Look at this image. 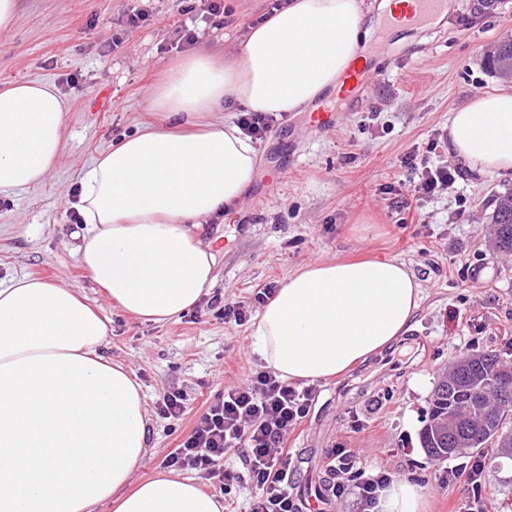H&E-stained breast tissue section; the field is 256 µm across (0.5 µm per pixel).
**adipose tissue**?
Listing matches in <instances>:
<instances>
[{
	"label": "adipose tissue",
	"instance_id": "ef3b65f1",
	"mask_svg": "<svg viewBox=\"0 0 512 512\" xmlns=\"http://www.w3.org/2000/svg\"><path fill=\"white\" fill-rule=\"evenodd\" d=\"M372 29L364 0H288L250 27L238 60L199 51L170 68L148 104L164 122L100 155L80 174L77 248L98 288L161 323L194 307L215 255L188 227L224 214L257 174L258 151L228 106L307 111ZM67 99L54 84H0V194L42 184L63 155ZM462 173L512 169V88L448 118ZM420 284L393 259L305 265L252 326V350L280 379L315 383L382 355L409 329ZM108 328L88 298L23 276L0 283V512H224L219 497L175 474L135 481L148 452L141 385L105 355Z\"/></svg>",
	"mask_w": 512,
	"mask_h": 512
}]
</instances>
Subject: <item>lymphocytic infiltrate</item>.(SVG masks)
I'll list each match as a JSON object with an SVG mask.
<instances>
[{
	"label": "lymphocytic infiltrate",
	"instance_id": "1",
	"mask_svg": "<svg viewBox=\"0 0 512 512\" xmlns=\"http://www.w3.org/2000/svg\"><path fill=\"white\" fill-rule=\"evenodd\" d=\"M438 147V139H431L425 151H413L403 161L417 178L414 190L420 196L434 197L456 182ZM315 397L313 387L295 386L278 379L274 372L252 373L211 402L178 448L168 454L166 464L196 471L228 491L239 476L225 469L224 459L229 453H238L255 487L245 512H297L289 493L293 458L286 442L309 414ZM327 459L333 497L347 494L353 496L356 512H378L379 496L389 486L390 475L377 467H363L357 453L342 445L330 449ZM484 469L485 463L478 457L449 467V482L464 480L469 490L457 512H490Z\"/></svg>",
	"mask_w": 512,
	"mask_h": 512
}]
</instances>
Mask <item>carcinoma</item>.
<instances>
[{
  "mask_svg": "<svg viewBox=\"0 0 512 512\" xmlns=\"http://www.w3.org/2000/svg\"><path fill=\"white\" fill-rule=\"evenodd\" d=\"M485 66L494 76L512 80V40L501 42L485 59ZM496 248L512 254V192L498 199L492 216ZM512 378V364L506 363L493 350L475 351L470 354L468 366L459 373L456 395L448 398V383H439L431 398L429 417L420 431V445L434 461L500 447L496 433L508 430V412L512 410V381L508 386L493 388L483 396L487 409L484 416L473 415L467 410L469 395L466 384L473 379Z\"/></svg>",
  "mask_w": 512,
  "mask_h": 512,
  "instance_id": "1",
  "label": "carcinoma"
}]
</instances>
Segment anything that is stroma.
<instances>
[{"label":"stroma","instance_id":"obj_1","mask_svg":"<svg viewBox=\"0 0 512 512\" xmlns=\"http://www.w3.org/2000/svg\"><path fill=\"white\" fill-rule=\"evenodd\" d=\"M270 3L224 0L223 14L202 21L198 0H19L14 26L0 34V83L51 82L70 110L61 163L42 185L0 195V282L22 274L59 281L105 317L106 354L135 373L144 394L150 453L137 476L148 479L163 473L164 457L217 394L264 367L251 350L250 323L224 322L212 299L249 305L256 316V292L305 264L368 256L404 263L421 284L409 331L383 356L316 383L318 397L288 446L302 472L300 491L326 482V451L342 444L393 480L421 485L425 512H455L467 487L440 483L444 466L426 457L419 432L455 359L493 350L512 361V255L496 251L491 235L512 170L461 179L420 199L402 161L446 127L450 112L502 87L483 58L512 36V0L487 9L478 0H451L438 25L375 28L368 44L374 65L354 103H334L335 126H314L305 112L273 123L256 143L258 173L239 207L194 230L216 256V280L187 313L142 322L104 296L79 263L85 226L73 213L83 167L160 122L147 98L175 62L201 49L232 61ZM135 9L148 16L127 25ZM191 19L196 41L170 49L176 29ZM461 208L466 218H458ZM169 391L187 399L175 423L157 414ZM485 482L493 512H512V459L486 461Z\"/></svg>","mask_w":512,"mask_h":512}]
</instances>
